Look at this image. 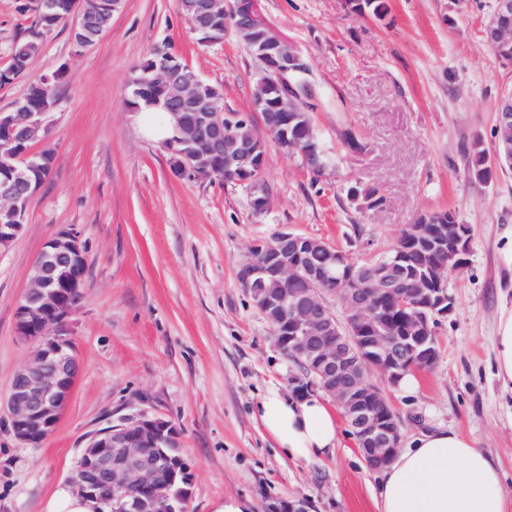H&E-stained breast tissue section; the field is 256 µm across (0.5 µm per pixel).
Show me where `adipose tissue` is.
<instances>
[{
  "label": "adipose tissue",
  "mask_w": 512,
  "mask_h": 512,
  "mask_svg": "<svg viewBox=\"0 0 512 512\" xmlns=\"http://www.w3.org/2000/svg\"><path fill=\"white\" fill-rule=\"evenodd\" d=\"M265 430L288 457L305 462L334 452L337 414L319 395L270 389L258 406ZM499 464L460 432L433 428L398 449L379 474L377 512H512Z\"/></svg>",
  "instance_id": "adipose-tissue-1"
}]
</instances>
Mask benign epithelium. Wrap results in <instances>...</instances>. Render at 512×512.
Returning a JSON list of instances; mask_svg holds the SVG:
<instances>
[{
  "label": "benign epithelium",
  "mask_w": 512,
  "mask_h": 512,
  "mask_svg": "<svg viewBox=\"0 0 512 512\" xmlns=\"http://www.w3.org/2000/svg\"><path fill=\"white\" fill-rule=\"evenodd\" d=\"M123 0H69L67 20L80 28L90 5L117 12ZM192 30L202 42L224 40L234 30L247 52L261 64L262 93L252 111L237 112L216 107L205 84L188 74L179 53L159 46L154 64L131 80L155 83L163 90L158 105L171 117L174 136L161 141L172 173L180 178L212 180L219 174L238 183H249L251 206L262 213L270 199L256 181L263 166L267 140L249 138L242 128L261 117L265 131L281 149L299 153L310 172L320 177L325 165L315 155L317 147L289 135L288 113L305 104L310 95L304 75L308 67L294 46L275 34L261 17L259 0H187ZM487 44L512 39V0H494L484 24ZM498 122L512 128V90L500 98ZM48 113L29 112L22 101L13 105L8 124H22L24 137L48 145L51 126ZM0 164L9 178L0 182V214L11 223L0 224V253L18 238L30 196L17 189L29 181V173L45 167L42 153L30 150L5 152ZM469 227L450 224L429 232L398 236L395 253L370 266H357L339 252L340 275L309 262L317 251L331 245L287 229L253 245L242 261L237 281L253 307L272 315L279 325L275 343L300 362L306 374L292 379L299 395L321 392L343 412L367 465L380 469L394 458L400 440L397 416L391 401L366 375L377 370L393 385L406 374L432 368L440 356L436 327L438 317L452 309L448 293V264L466 263ZM421 246L441 256L435 273L409 267L405 255ZM85 247L74 226L61 228L44 245L31 267V286L15 316L17 336L30 343L27 360L15 371L7 399V431L23 445L38 447L52 433L68 405L79 371L67 321L82 298ZM285 285L278 294L267 291L268 282ZM290 282L297 288L286 289ZM344 310L338 319L326 296ZM400 318L396 329L386 323ZM180 447V433L168 421L139 414L93 435L78 461L73 481L77 492L113 508L114 512H187L190 465L170 448Z\"/></svg>",
  "instance_id": "7a95c632"
}]
</instances>
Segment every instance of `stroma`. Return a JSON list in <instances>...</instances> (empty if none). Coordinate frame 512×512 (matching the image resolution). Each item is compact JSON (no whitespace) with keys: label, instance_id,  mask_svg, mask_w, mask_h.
Instances as JSON below:
<instances>
[{"label":"stroma","instance_id":"obj_1","mask_svg":"<svg viewBox=\"0 0 512 512\" xmlns=\"http://www.w3.org/2000/svg\"><path fill=\"white\" fill-rule=\"evenodd\" d=\"M375 17L351 0H260L270 28L307 62L309 102L329 164L315 178L298 156L269 144L254 213L248 188L172 175L166 153L127 109L133 68L171 42L190 68L224 92L227 108H252L258 62L239 36L203 44L178 0H123L112 24L83 54L57 27L26 74L0 87L10 111L29 84L59 64L68 77L49 116L52 173L30 200L13 246L0 253V399L31 350L15 314L30 268L59 229L76 226L85 245L83 299L69 319L79 373L54 431L36 448L0 431V512H43L70 485L88 439L140 413L172 422L193 472L189 512L229 500L248 512L305 500L310 512H376L370 469L348 427L332 455L288 458L256 415L270 387L292 394L293 362L237 282L257 241L281 228L370 261L405 226L438 211L470 228L468 261L448 276L453 308L439 327L436 365L416 388L370 383L393 403L401 445L421 431H459L493 458L512 491V398L495 371L496 324L512 307V171L472 183L467 154L492 148L502 92L512 72L483 38L494 0H386ZM32 24L17 0H0V69ZM360 149H350L345 132ZM377 189L369 209L357 192Z\"/></svg>","mask_w":512,"mask_h":512}]
</instances>
